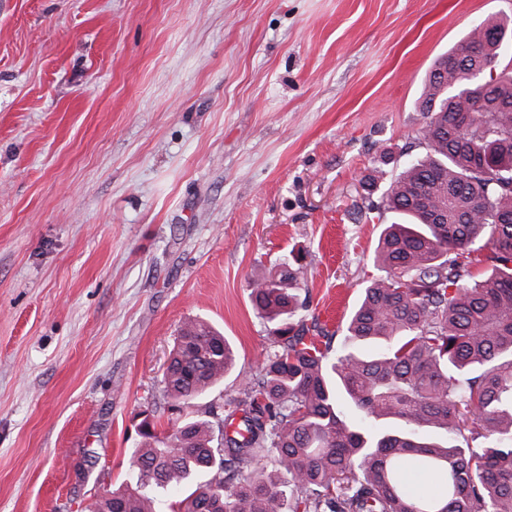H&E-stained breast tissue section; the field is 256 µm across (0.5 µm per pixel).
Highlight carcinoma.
Masks as SVG:
<instances>
[{
  "mask_svg": "<svg viewBox=\"0 0 512 512\" xmlns=\"http://www.w3.org/2000/svg\"><path fill=\"white\" fill-rule=\"evenodd\" d=\"M512 18L474 25L424 80L425 153L380 208L370 281L332 354L307 336L297 270L255 279L273 349L224 417L222 441L189 412L170 434L139 425L132 473L84 512H512ZM494 62L486 92L467 73ZM494 169L486 173L484 155ZM492 266L474 270L473 245ZM234 354L201 320L180 329L164 373L171 410L224 378ZM272 472H267V468ZM440 480L418 496L400 478ZM192 491L160 508L165 491Z\"/></svg>",
  "mask_w": 512,
  "mask_h": 512,
  "instance_id": "carcinoma-1",
  "label": "carcinoma"
}]
</instances>
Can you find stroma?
Segmentation results:
<instances>
[{"label": "stroma", "instance_id": "obj_1", "mask_svg": "<svg viewBox=\"0 0 512 512\" xmlns=\"http://www.w3.org/2000/svg\"><path fill=\"white\" fill-rule=\"evenodd\" d=\"M512 0H0V512H83L202 319L234 351L214 430L271 347L250 282L303 255L339 349L441 54Z\"/></svg>", "mask_w": 512, "mask_h": 512}]
</instances>
